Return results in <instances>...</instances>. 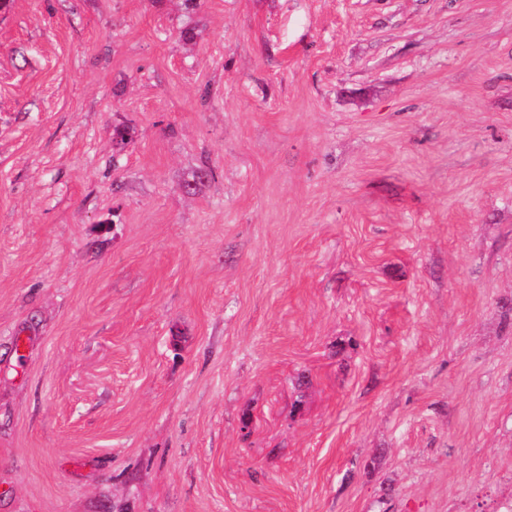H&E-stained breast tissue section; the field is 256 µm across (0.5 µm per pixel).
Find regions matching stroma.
<instances>
[{
	"label": "stroma",
	"instance_id": "stroma-1",
	"mask_svg": "<svg viewBox=\"0 0 512 512\" xmlns=\"http://www.w3.org/2000/svg\"><path fill=\"white\" fill-rule=\"evenodd\" d=\"M511 505L512 0H12L0 512Z\"/></svg>",
	"mask_w": 512,
	"mask_h": 512
}]
</instances>
